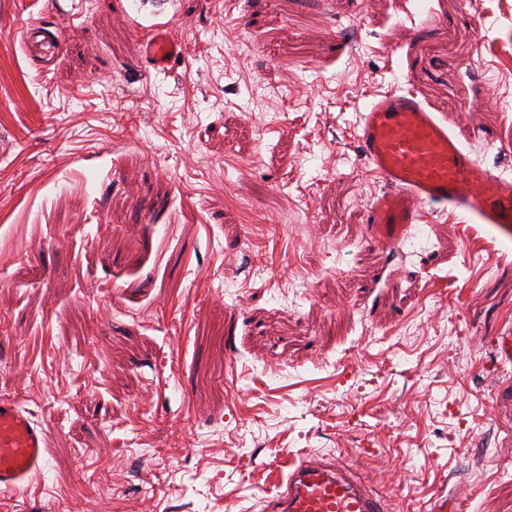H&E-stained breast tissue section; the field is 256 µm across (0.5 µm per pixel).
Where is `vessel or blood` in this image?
I'll use <instances>...</instances> for the list:
<instances>
[{
	"instance_id": "1",
	"label": "vessel or blood",
	"mask_w": 512,
	"mask_h": 512,
	"mask_svg": "<svg viewBox=\"0 0 512 512\" xmlns=\"http://www.w3.org/2000/svg\"><path fill=\"white\" fill-rule=\"evenodd\" d=\"M173 21L149 26L144 57L169 72L183 49ZM356 138L363 161L383 185L367 209L374 242L398 246L425 221L427 208L476 224H493L512 237V180L475 160L459 136L409 92L371 99ZM47 430L21 401L0 398V497L24 491L46 467ZM269 512H387L384 499L340 465L302 461L268 502Z\"/></svg>"
}]
</instances>
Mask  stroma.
Listing matches in <instances>:
<instances>
[{
	"label": "stroma",
	"mask_w": 512,
	"mask_h": 512,
	"mask_svg": "<svg viewBox=\"0 0 512 512\" xmlns=\"http://www.w3.org/2000/svg\"><path fill=\"white\" fill-rule=\"evenodd\" d=\"M394 89L512 178V0H0V396L49 428L0 512H262L310 454L389 512H512V239L371 242L355 129ZM174 19L148 27L144 57L149 66L159 74L169 72L172 63L184 55L181 43L173 34Z\"/></svg>",
	"instance_id": "stroma-1"
}]
</instances>
